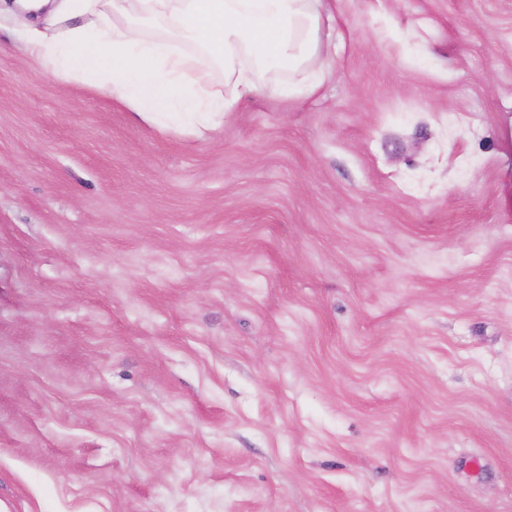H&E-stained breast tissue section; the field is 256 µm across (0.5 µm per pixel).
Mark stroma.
I'll use <instances>...</instances> for the list:
<instances>
[{"label":"stroma","instance_id":"stroma-1","mask_svg":"<svg viewBox=\"0 0 512 512\" xmlns=\"http://www.w3.org/2000/svg\"><path fill=\"white\" fill-rule=\"evenodd\" d=\"M330 6L200 135L0 35V512H512V0Z\"/></svg>","mask_w":512,"mask_h":512}]
</instances>
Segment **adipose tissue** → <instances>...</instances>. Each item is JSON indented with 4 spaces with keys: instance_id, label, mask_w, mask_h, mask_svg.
Segmentation results:
<instances>
[{
    "instance_id": "ef3b65f1",
    "label": "adipose tissue",
    "mask_w": 512,
    "mask_h": 512,
    "mask_svg": "<svg viewBox=\"0 0 512 512\" xmlns=\"http://www.w3.org/2000/svg\"><path fill=\"white\" fill-rule=\"evenodd\" d=\"M335 18L324 0H0V31L48 73L91 88L155 124L206 125L291 73L284 100L318 93L312 60Z\"/></svg>"
}]
</instances>
